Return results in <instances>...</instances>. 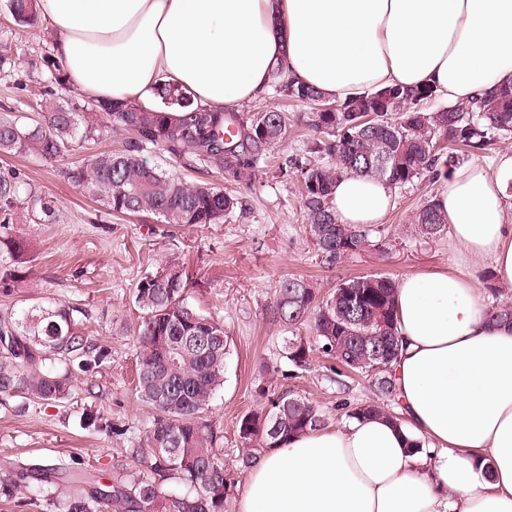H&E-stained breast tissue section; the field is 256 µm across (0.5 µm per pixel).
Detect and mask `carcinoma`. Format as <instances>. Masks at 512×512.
Returning <instances> with one entry per match:
<instances>
[{"label":"carcinoma","instance_id":"obj_1","mask_svg":"<svg viewBox=\"0 0 512 512\" xmlns=\"http://www.w3.org/2000/svg\"><path fill=\"white\" fill-rule=\"evenodd\" d=\"M14 22L32 27L39 20L38 0H6ZM49 80L62 88L65 68L44 58ZM272 87L294 101L313 106L309 125L334 136L315 141L317 159L296 164L301 184V208L319 261L329 267L373 246L372 225L351 226L338 221L332 203L337 178L366 174L394 187L429 174L436 178L463 163L465 154L453 147L482 151L512 140V85H502L469 103L427 105L437 92L422 86L391 85L359 96L335 100L336 109L321 111L325 96L311 86L296 85L278 75ZM161 105L148 109L121 101L87 103L85 110L67 103L49 106L45 124L18 118L0 119V153L26 154L54 162L68 149L104 129L122 137L123 149L90 156L66 171L67 178L94 197L107 215L150 214L163 224H222L238 205L236 195L210 182L188 183L150 164L145 154L163 150L186 167L216 173L227 182L254 175L261 148L288 135L284 113L277 110L241 115L211 112L195 104L183 89L171 85L158 92ZM179 117L170 120L169 113ZM237 133L224 138L228 120ZM263 128L257 134V128ZM34 210L45 224L58 220L59 208L49 196L25 187L16 174H0V293L14 292L26 278L24 239L13 233L14 215L21 207ZM416 232L435 236L447 228V218L429 200L417 212ZM191 279L180 262H167L142 277L134 289L141 309L140 352L135 390L152 410L144 441L130 449L143 468L142 476L118 478L109 486H92L83 471L62 464L33 463L27 471L50 493L57 480L70 476L75 490L58 501V512H224L233 479L219 453L216 429L204 412L224 386L228 336L224 324L195 310L187 301ZM396 281L387 275L346 280L327 296L303 278L283 277L275 290L272 316L293 331L310 322L313 341L294 336L285 358L301 369L317 350L349 373L370 375L379 392L394 396L391 363L398 350L394 297ZM77 309L59 301L36 302L21 313L0 314V392L14 390L39 402H57L71 390L70 371L89 372L104 354L79 332ZM63 370L46 367L50 357ZM267 414L248 413L237 423L238 441L245 448H273L324 426L318 408L287 392L268 398ZM398 414L378 404L348 410V416ZM174 484L182 491H170Z\"/></svg>","mask_w":512,"mask_h":512}]
</instances>
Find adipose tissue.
I'll return each mask as SVG.
<instances>
[{"mask_svg": "<svg viewBox=\"0 0 512 512\" xmlns=\"http://www.w3.org/2000/svg\"><path fill=\"white\" fill-rule=\"evenodd\" d=\"M70 84L147 108L186 88L213 112L264 95L274 71L341 99L433 85L448 102L512 83V0H39ZM451 266L404 275L392 364L399 421L353 418L269 449L239 512H512V322L461 265L512 286V155L452 168L435 199ZM385 181L347 174L343 224H380Z\"/></svg>", "mask_w": 512, "mask_h": 512, "instance_id": "adipose-tissue-1", "label": "adipose tissue"}]
</instances>
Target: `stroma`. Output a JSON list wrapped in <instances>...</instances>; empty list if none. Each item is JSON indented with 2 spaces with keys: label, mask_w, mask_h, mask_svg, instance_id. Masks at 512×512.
Listing matches in <instances>:
<instances>
[{
  "label": "stroma",
  "mask_w": 512,
  "mask_h": 512,
  "mask_svg": "<svg viewBox=\"0 0 512 512\" xmlns=\"http://www.w3.org/2000/svg\"><path fill=\"white\" fill-rule=\"evenodd\" d=\"M5 47L15 65L0 71V114L21 116L29 124L43 122L34 103L46 76L32 72L30 64L54 53V32L44 20L34 27L16 26L0 8V49ZM269 109L286 114L288 136L266 148L251 184H236L240 204L221 224L175 225L104 215L100 203L75 188L64 173L90 155L116 150L113 138L86 141L51 164L0 153V173H16L33 191L56 198L60 209L55 224L35 223L30 210H17L15 228L29 244V275L11 295L0 294V310L18 311L40 299L85 310L80 332L106 355L92 372L74 373L66 400L37 404L0 392V477L18 481L10 494L0 493V512H42L36 479L21 473L34 460L84 464L105 485L137 475L128 450L148 430L152 413L134 391L140 311L133 291L141 277L167 259H178L193 271L189 303L223 322L230 342L224 386L206 412L221 436V456L234 479L224 512H238L248 475L239 463L243 448L236 424L246 413L267 410L262 389L308 398L329 428L345 419L346 406H388L373 379H340L339 364L319 352L311 353L306 369L293 367L283 356L289 332L272 321L269 310L276 286L286 276L311 279L326 295L356 276L397 279L447 266L454 255L448 234L427 239L413 228L416 212L434 198L441 182L426 176L394 188L392 209L383 233L373 237V248L337 266L323 265L306 232L300 184L278 170L285 160L307 158L319 135L308 126L309 107L275 91L242 107L246 114ZM86 412L112 422L113 433L84 428Z\"/></svg>",
  "instance_id": "stroma-1"
}]
</instances>
